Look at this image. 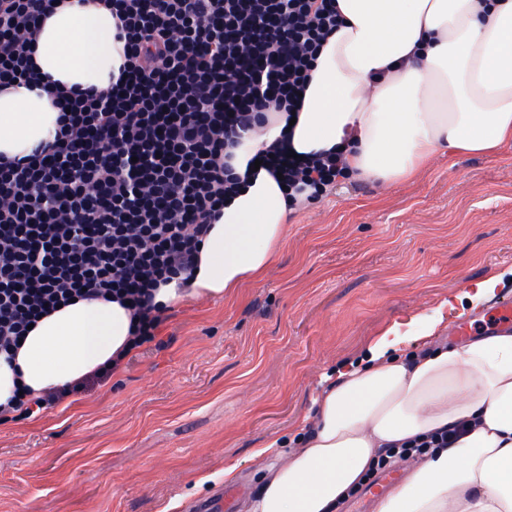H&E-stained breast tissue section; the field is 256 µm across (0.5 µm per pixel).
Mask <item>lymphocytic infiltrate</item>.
<instances>
[{
  "mask_svg": "<svg viewBox=\"0 0 512 512\" xmlns=\"http://www.w3.org/2000/svg\"><path fill=\"white\" fill-rule=\"evenodd\" d=\"M124 61L103 91L52 93L53 141L0 159V350L56 306L86 296L128 301L133 349L166 321L156 288L190 273L202 237L237 181L226 148L268 112L299 110L321 44L340 24L335 0H101ZM54 0H0V87L36 80L32 34ZM288 190L320 197L344 177L332 154L261 155ZM114 367L33 400L55 406Z\"/></svg>",
  "mask_w": 512,
  "mask_h": 512,
  "instance_id": "obj_1",
  "label": "lymphocytic infiltrate"
}]
</instances>
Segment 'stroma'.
Listing matches in <instances>:
<instances>
[{"label":"stroma","instance_id":"obj_1","mask_svg":"<svg viewBox=\"0 0 512 512\" xmlns=\"http://www.w3.org/2000/svg\"><path fill=\"white\" fill-rule=\"evenodd\" d=\"M493 295H461L488 274ZM456 301L459 332L512 308V149L438 155L411 182L341 181L288 221L267 275L173 310L162 337L104 386L0 424V512H185L238 466L245 512L265 464L325 375L365 358L393 322Z\"/></svg>","mask_w":512,"mask_h":512}]
</instances>
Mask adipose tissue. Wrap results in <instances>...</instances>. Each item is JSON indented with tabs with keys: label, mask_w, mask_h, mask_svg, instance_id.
Segmentation results:
<instances>
[{
	"label": "adipose tissue",
	"mask_w": 512,
	"mask_h": 512,
	"mask_svg": "<svg viewBox=\"0 0 512 512\" xmlns=\"http://www.w3.org/2000/svg\"><path fill=\"white\" fill-rule=\"evenodd\" d=\"M342 25L323 43L295 123L278 113L230 147L237 194L225 201L187 282L158 288L162 311L221 299L262 279L284 243L294 200L266 170L262 149L343 152L351 179H414L441 152L494 158L512 148V0H336ZM51 86L104 90L123 61L102 7L61 0L33 44ZM58 109L46 89L0 91V154L20 158L53 140ZM391 326L363 365L337 371L292 441L266 445L262 485L246 512H338L383 449L465 423L456 443L402 463L403 479L373 512H512V330L461 345ZM131 309L80 299L41 317L13 353L0 352V413L16 391L39 397L78 382L131 343Z\"/></svg>",
	"instance_id": "obj_1"
}]
</instances>
